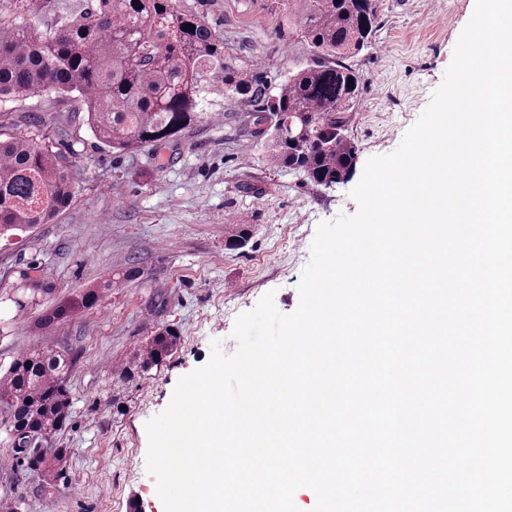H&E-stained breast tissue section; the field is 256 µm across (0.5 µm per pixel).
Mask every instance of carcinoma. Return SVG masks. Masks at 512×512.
<instances>
[{
  "instance_id": "carcinoma-1",
  "label": "carcinoma",
  "mask_w": 512,
  "mask_h": 512,
  "mask_svg": "<svg viewBox=\"0 0 512 512\" xmlns=\"http://www.w3.org/2000/svg\"><path fill=\"white\" fill-rule=\"evenodd\" d=\"M298 28L311 58L271 94L268 83L224 55V42L172 0H81L47 19L51 0H0V96L26 99L46 90L76 92L96 138L117 153L159 148L224 108L245 104L254 137L279 167L331 186L351 176L356 148L345 135L361 75L346 60L370 44L379 0H300ZM195 30H190V26ZM75 197L68 163L43 144L0 132V236L49 223ZM99 300L87 291L45 316L53 322ZM181 336L164 327L134 363L159 366ZM62 354L32 350L0 376V417L12 447L29 437L47 450L25 462L54 481L66 478L68 452L52 440L70 417Z\"/></svg>"
}]
</instances>
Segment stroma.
<instances>
[{"label": "stroma", "mask_w": 512, "mask_h": 512, "mask_svg": "<svg viewBox=\"0 0 512 512\" xmlns=\"http://www.w3.org/2000/svg\"><path fill=\"white\" fill-rule=\"evenodd\" d=\"M224 41L229 57L269 85L306 65L307 43L284 21L298 0H175ZM473 0H381L372 42L349 63L363 91L348 114L353 176L324 186L276 167L245 110L193 126L162 149L112 152L81 101L47 90L0 99L5 134L64 156L76 184L51 223L0 239V373L20 352L68 354L71 414L54 441L68 451L66 486L29 470L0 428V505L7 512H165L147 470L146 424L178 380L207 364L212 340L233 354L237 317L265 293L294 312L320 222L358 210L351 190L367 160L394 151L441 85ZM246 232L242 247L231 244ZM138 269L141 276L125 280ZM103 288L101 301L51 324L68 298ZM175 327L181 342L148 373L125 374L147 339Z\"/></svg>", "instance_id": "obj_1"}]
</instances>
